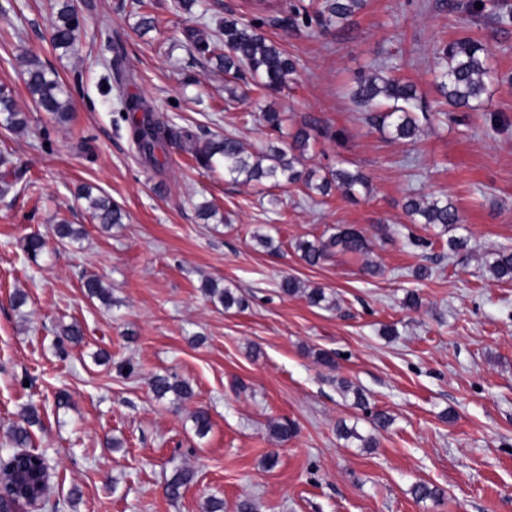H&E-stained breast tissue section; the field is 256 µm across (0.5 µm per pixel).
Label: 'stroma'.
<instances>
[{
	"mask_svg": "<svg viewBox=\"0 0 512 512\" xmlns=\"http://www.w3.org/2000/svg\"><path fill=\"white\" fill-rule=\"evenodd\" d=\"M55 2L0 0V86L28 117L21 133L0 126V174L20 173L0 192V456L13 452L9 427L35 413L29 431L47 457L57 512H205L213 496L224 512L242 498L257 512H512V281L486 265L512 250V24L469 18L471 0H365L346 27L289 32L271 19L290 0H202L188 13L173 0H75L80 41L66 53L50 43ZM145 14L155 19L146 31ZM230 14L268 17L265 36L298 64L290 92L263 97L244 80L240 100L227 101L223 72L184 31ZM465 29L491 53L482 106L461 122L423 125L413 143L362 121L350 91L379 62L400 64L430 110L441 109L434 51ZM117 35L131 92L165 120L259 148L280 135L259 106L284 112L287 134L316 117L338 136L320 139L307 166L360 170L368 189L352 199L285 185L273 205L258 186L205 170L177 147L164 169L144 167L108 91ZM28 56L70 89L68 122L33 108ZM82 184L102 188L122 223L95 224L76 194ZM411 194L448 196L462 223L445 232L411 223L402 208ZM204 203L215 217L199 216ZM62 220L82 238L53 239ZM340 225L364 233L367 258L306 264L297 241ZM37 233L48 245L33 260L23 245ZM260 234L276 251L258 245ZM452 238L466 240L460 254ZM367 261L376 274L363 272ZM421 266L429 278H415ZM92 277L109 302L85 295ZM286 277L322 289L327 305L282 294ZM206 279L244 307L211 301ZM410 290L418 309L404 304ZM17 291L26 296L18 308ZM74 321L82 341L59 348L61 326ZM320 350L334 366L317 362ZM168 373L190 383L192 400L154 396L151 379ZM344 381L363 390L368 410L343 395ZM199 406L211 417L203 437L191 420ZM373 411L393 424L373 431ZM284 419L297 433L281 444L270 424ZM341 419L375 433L377 448L339 439ZM183 467L194 479L173 502L163 488ZM418 482L443 499L416 501Z\"/></svg>",
	"mask_w": 512,
	"mask_h": 512,
	"instance_id": "35a3bbf8",
	"label": "stroma"
}]
</instances>
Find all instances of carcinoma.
Listing matches in <instances>:
<instances>
[{
    "label": "carcinoma",
    "mask_w": 512,
    "mask_h": 512,
    "mask_svg": "<svg viewBox=\"0 0 512 512\" xmlns=\"http://www.w3.org/2000/svg\"><path fill=\"white\" fill-rule=\"evenodd\" d=\"M365 0H321L314 10L306 6L291 4L287 13L274 18L283 29H308L317 23L322 29L333 24L344 26L349 23L356 10ZM56 20L52 25L51 44L64 52L76 50L79 43L80 21L73 0H60ZM262 18L243 20L232 15L218 23L219 36L211 41L196 29L188 30V41L200 54L216 58L224 74L238 79L250 75L259 90L266 94H277L288 88L297 73V62L284 49L267 39L261 29ZM438 71L436 86L445 102L457 110L467 112L476 109L487 90L492 77L489 66L490 50L486 43L464 35L436 49ZM26 88L33 103L41 110L54 116L59 122L69 119L71 97L64 83L53 72L46 69L36 58L25 60ZM374 65V72L362 78L351 94L355 105L364 113L366 123L380 131L390 129L395 137L407 141L417 138L421 121H430L434 112L424 110L416 86L396 75L398 67ZM113 86L118 112L127 125L131 142L140 161L158 170L164 167L161 157L167 155L173 145H190L198 165L205 169H224V176L232 181L262 185L271 182L278 186L302 184L311 192L322 196L338 189L348 195H355L360 188H368V179L359 170L338 166L327 171L321 178H315V170L303 165L311 144L320 138L331 137L329 128L316 118L304 120L288 141L281 147L249 150L232 134L220 138L200 140L194 132L178 127L156 115L142 96L129 91L134 77L122 65L120 56L112 62ZM0 115L5 128L20 132L27 126V116L18 107L12 92L0 88ZM78 195L88 204L92 220L104 226L123 222V211L112 198L103 192H94V187L83 186ZM404 212L421 224H433L448 230V227L462 223L457 207L446 197L426 199L409 195L403 204ZM46 248V239L33 234L24 245L26 253L37 258ZM300 257L310 265L320 264L337 252L352 255L368 253V243L363 232L354 226H340L336 232L314 240H300L296 244ZM489 270L497 279H512V251L502 249L494 253ZM202 288L210 299L224 308L242 307L243 299L229 288H221L213 280H206ZM280 289L285 295L302 293L309 304L318 306L325 301V294L319 288L306 289L290 277L284 278ZM152 392L158 398L172 393L179 401L194 396L191 385L175 374L156 375L151 380ZM195 431L203 436L211 428L209 412L204 407L196 408L191 416ZM272 436L279 442H287L294 434L295 427L288 421L271 425ZM337 432L346 441L358 442L361 448H374V435L361 434L356 427L338 423ZM194 473L186 468L176 470L165 485V493L171 499L181 497L183 490L193 481ZM411 493L418 501L436 500L441 497L439 488L427 483L412 486Z\"/></svg>",
    "instance_id": "obj_1"
}]
</instances>
